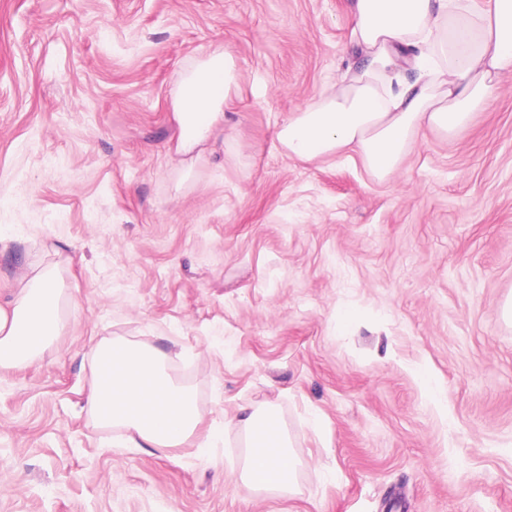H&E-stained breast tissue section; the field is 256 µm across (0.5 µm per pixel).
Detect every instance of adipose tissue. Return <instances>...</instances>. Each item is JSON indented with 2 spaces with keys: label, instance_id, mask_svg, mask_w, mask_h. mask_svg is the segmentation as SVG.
I'll return each instance as SVG.
<instances>
[{
  "label": "adipose tissue",
  "instance_id": "obj_1",
  "mask_svg": "<svg viewBox=\"0 0 512 512\" xmlns=\"http://www.w3.org/2000/svg\"><path fill=\"white\" fill-rule=\"evenodd\" d=\"M351 39L363 51L353 83H337L285 121L277 140L302 159L353 152L377 178L400 164L421 131L451 133L512 72V0H354ZM235 87L223 48L181 71L171 100L174 152L192 155L227 138L224 109ZM62 290L52 271L25 273L10 307L0 306V369L39 358L63 327ZM88 404L97 424L134 432L141 447L165 453L199 424L191 389L166 370L162 352L123 340L99 343ZM245 437L274 431L278 451L250 452L240 479L257 491L292 494L300 462L274 406H240Z\"/></svg>",
  "mask_w": 512,
  "mask_h": 512
}]
</instances>
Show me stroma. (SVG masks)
Instances as JSON below:
<instances>
[{
	"mask_svg": "<svg viewBox=\"0 0 512 512\" xmlns=\"http://www.w3.org/2000/svg\"><path fill=\"white\" fill-rule=\"evenodd\" d=\"M350 6L0 0V305L53 266L77 307L0 369V512H512V73L385 179L290 156L279 127L361 59ZM219 46L231 139L185 176L170 101ZM111 339L165 353L196 436L94 426ZM243 404L277 407L297 494L237 481Z\"/></svg>",
	"mask_w": 512,
	"mask_h": 512,
	"instance_id": "stroma-1",
	"label": "stroma"
}]
</instances>
